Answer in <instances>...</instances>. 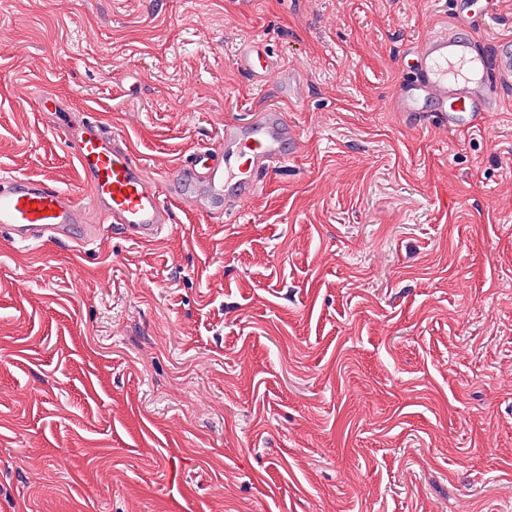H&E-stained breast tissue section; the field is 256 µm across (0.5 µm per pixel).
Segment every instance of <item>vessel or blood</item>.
<instances>
[{"label": "vessel or blood", "mask_w": 512, "mask_h": 512, "mask_svg": "<svg viewBox=\"0 0 512 512\" xmlns=\"http://www.w3.org/2000/svg\"><path fill=\"white\" fill-rule=\"evenodd\" d=\"M492 21L491 13L473 14L465 0H455L452 25L431 30L400 58L403 75L392 108L405 122L469 131L499 111L502 91L512 83V40L483 45L479 32ZM235 65L257 88L275 72L272 55L256 39L241 46ZM293 84V75L284 73L279 88L283 105L265 112L261 121L225 124L219 144L223 161L197 152L163 184L147 173L128 139L102 120L65 122L62 133L80 171L76 191L0 172V228L26 250L47 241L90 245L107 224L151 243L169 230L173 204L206 214L239 205L259 191L261 177L283 166L297 142V130L284 111ZM92 212L100 223H89Z\"/></svg>", "instance_id": "obj_1"}]
</instances>
